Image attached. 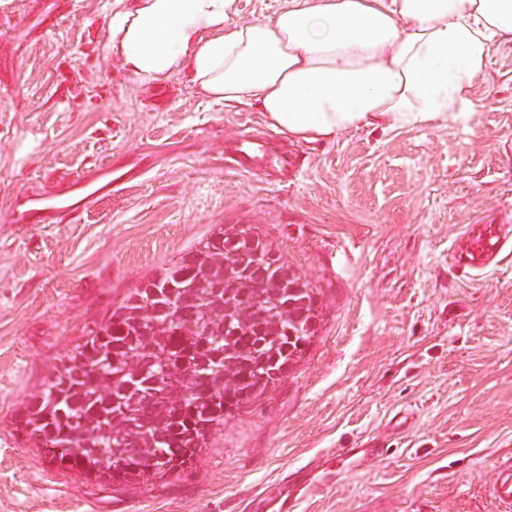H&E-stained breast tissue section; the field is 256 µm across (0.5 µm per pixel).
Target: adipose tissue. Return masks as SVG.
I'll return each mask as SVG.
<instances>
[{"instance_id": "1", "label": "adipose tissue", "mask_w": 512, "mask_h": 512, "mask_svg": "<svg viewBox=\"0 0 512 512\" xmlns=\"http://www.w3.org/2000/svg\"><path fill=\"white\" fill-rule=\"evenodd\" d=\"M236 0H112L108 53L140 81L187 74L199 95L263 112L295 140L462 120L512 0H286L233 20Z\"/></svg>"}]
</instances>
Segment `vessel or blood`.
<instances>
[{
    "mask_svg": "<svg viewBox=\"0 0 512 512\" xmlns=\"http://www.w3.org/2000/svg\"><path fill=\"white\" fill-rule=\"evenodd\" d=\"M231 167L243 173L269 167H295L294 157L267 154L264 140L256 135L241 132L233 139V147L225 157ZM69 216L66 207L47 208L42 201H33L28 210L20 212L22 224H40L48 215ZM512 259V234L502 224H471L456 239L450 251L452 268L461 276L474 279L495 270ZM495 498L512 512V464L504 467L492 488Z\"/></svg>",
    "mask_w": 512,
    "mask_h": 512,
    "instance_id": "b4317fda",
    "label": "vessel or blood"
}]
</instances>
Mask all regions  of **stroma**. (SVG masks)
<instances>
[{
	"mask_svg": "<svg viewBox=\"0 0 512 512\" xmlns=\"http://www.w3.org/2000/svg\"><path fill=\"white\" fill-rule=\"evenodd\" d=\"M112 0H0V512H254L312 461L370 439L296 512H504L512 459V261L475 281L448 264L470 224L512 225V43L491 52L463 123L275 135L285 176L242 174L230 137L254 108L143 84L108 58ZM64 195L62 223L21 224ZM253 228L319 296L280 382L192 464L118 483L52 464L24 404L110 304L217 225ZM492 494L505 505V509L509 511L512 508V463L504 467L497 479L496 484L492 487Z\"/></svg>",
	"mask_w": 512,
	"mask_h": 512,
	"instance_id": "stroma-1",
	"label": "stroma"
}]
</instances>
